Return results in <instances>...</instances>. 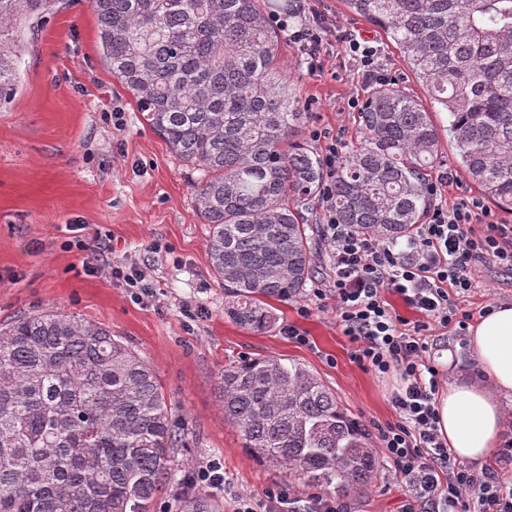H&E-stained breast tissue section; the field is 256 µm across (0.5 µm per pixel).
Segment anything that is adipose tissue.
Returning a JSON list of instances; mask_svg holds the SVG:
<instances>
[{
  "mask_svg": "<svg viewBox=\"0 0 512 512\" xmlns=\"http://www.w3.org/2000/svg\"><path fill=\"white\" fill-rule=\"evenodd\" d=\"M469 346L492 386L449 378L438 397L439 426L456 458L479 461L496 447L503 430L497 396L512 393V305L497 306L470 326Z\"/></svg>",
  "mask_w": 512,
  "mask_h": 512,
  "instance_id": "ef3b65f1",
  "label": "adipose tissue"
}]
</instances>
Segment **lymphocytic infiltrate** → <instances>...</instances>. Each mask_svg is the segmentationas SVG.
I'll return each mask as SVG.
<instances>
[{
    "instance_id": "1",
    "label": "lymphocytic infiltrate",
    "mask_w": 512,
    "mask_h": 512,
    "mask_svg": "<svg viewBox=\"0 0 512 512\" xmlns=\"http://www.w3.org/2000/svg\"><path fill=\"white\" fill-rule=\"evenodd\" d=\"M483 233H475V225ZM320 234L330 249V287L313 291L332 300L336 322L353 344L352 359L378 376L396 374L393 421L377 426L375 443L392 466L405 500L402 512H512V435L495 467L475 469L451 461L436 409L442 374L431 359L430 333L465 335L472 312L458 306L470 293L476 266L485 261L512 270V224L498 221L480 200L451 206L430 203L422 224L398 250L371 234L339 223L331 196L323 198ZM419 311L400 316L387 294ZM236 512H348L336 499L298 498L289 488L240 497Z\"/></svg>"
}]
</instances>
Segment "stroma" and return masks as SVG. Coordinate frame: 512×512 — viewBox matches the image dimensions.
I'll return each instance as SVG.
<instances>
[{
    "mask_svg": "<svg viewBox=\"0 0 512 512\" xmlns=\"http://www.w3.org/2000/svg\"><path fill=\"white\" fill-rule=\"evenodd\" d=\"M328 29L319 60L288 44L283 70L298 86L310 121L300 138L323 152L321 130L340 150L356 141L357 111L364 98L362 67L340 41L349 32L378 51L383 73L395 77L423 105L431 100L413 81L398 48L385 34L350 13L342 0H311ZM18 58L20 83L0 103V323L54 310L108 327L138 351L161 379L176 417L200 437L181 450L194 467L220 460L224 483L214 494L221 512H234L238 496L262 498L286 484L299 496L311 489L245 450L225 424L218 381L225 363L242 356H273L306 367L335 392L341 408L366 434L391 421L396 377L379 378L353 361V345L336 325L331 307L300 315L301 299L276 305L277 323L264 333L240 328L224 313V289L207 253L209 227L197 204V171L180 162L138 112L132 95L100 56L92 0H59L53 14L27 31ZM441 184L444 204L478 196V188L454 164L443 141L429 179ZM110 242L112 272L96 271L86 249ZM144 270L155 296L138 300L122 274ZM476 287L462 298L464 310L512 305V273L496 263L476 269ZM296 325L307 344L288 340ZM451 352L456 374L481 384L488 377L468 342L436 335ZM403 495L390 463L379 461L366 491L349 497L351 512H400Z\"/></svg>",
    "mask_w": 512,
    "mask_h": 512,
    "instance_id": "35a3bbf8",
    "label": "stroma"
}]
</instances>
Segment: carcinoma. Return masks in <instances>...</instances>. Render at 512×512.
Listing matches in <instances>:
<instances>
[{"mask_svg":"<svg viewBox=\"0 0 512 512\" xmlns=\"http://www.w3.org/2000/svg\"><path fill=\"white\" fill-rule=\"evenodd\" d=\"M384 31L448 114L457 166L512 214V0H341ZM58 0H0V101L18 88L31 21ZM112 74L171 153L204 175L197 205L224 313L265 332L317 267L302 208L323 192L342 224L387 246L429 205L441 140L432 113L381 78L359 113V143L329 176L299 141L309 113L278 67L286 41L263 0H92ZM224 421L243 447L314 488L365 490L377 454L336 396L276 357L224 365ZM200 444L173 419L152 367L98 323L54 311L0 328V512H219L179 449Z\"/></svg>","mask_w":512,"mask_h":512,"instance_id":"1","label":"carcinoma"}]
</instances>
